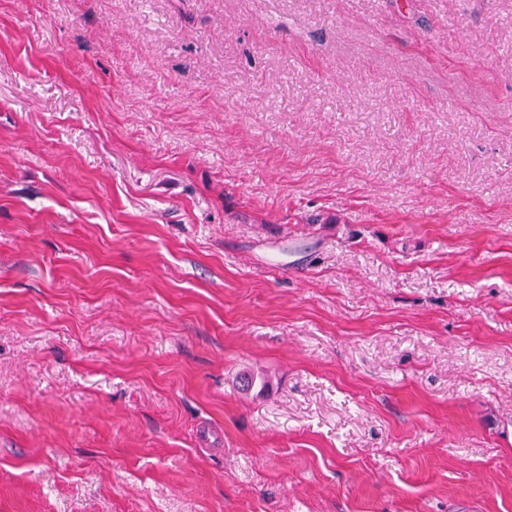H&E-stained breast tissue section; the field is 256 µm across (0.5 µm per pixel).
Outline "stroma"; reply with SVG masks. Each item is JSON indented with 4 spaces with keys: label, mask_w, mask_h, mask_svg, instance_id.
<instances>
[{
    "label": "stroma",
    "mask_w": 512,
    "mask_h": 512,
    "mask_svg": "<svg viewBox=\"0 0 512 512\" xmlns=\"http://www.w3.org/2000/svg\"><path fill=\"white\" fill-rule=\"evenodd\" d=\"M0 512H512V0H0Z\"/></svg>",
    "instance_id": "35a3bbf8"
}]
</instances>
